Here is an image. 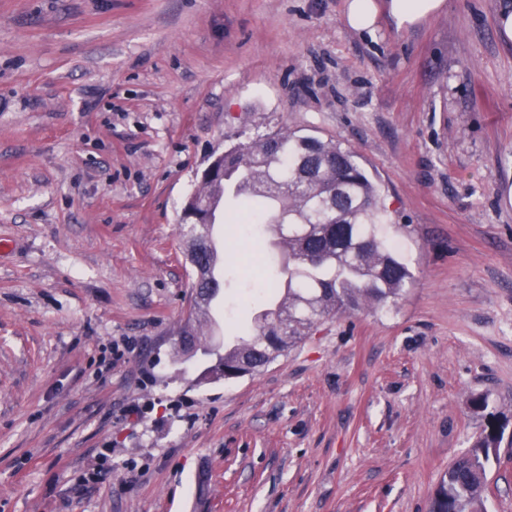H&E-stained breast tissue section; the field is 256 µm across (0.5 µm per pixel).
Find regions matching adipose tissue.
Returning <instances> with one entry per match:
<instances>
[{
	"mask_svg": "<svg viewBox=\"0 0 512 512\" xmlns=\"http://www.w3.org/2000/svg\"><path fill=\"white\" fill-rule=\"evenodd\" d=\"M446 0H346L345 18L358 33H374L380 16H388L397 29H407L443 11Z\"/></svg>",
	"mask_w": 512,
	"mask_h": 512,
	"instance_id": "adipose-tissue-1",
	"label": "adipose tissue"
}]
</instances>
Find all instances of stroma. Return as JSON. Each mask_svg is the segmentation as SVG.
Wrapping results in <instances>:
<instances>
[{
  "mask_svg": "<svg viewBox=\"0 0 512 512\" xmlns=\"http://www.w3.org/2000/svg\"><path fill=\"white\" fill-rule=\"evenodd\" d=\"M502 0L351 30L346 0H0V512H428L486 398L512 437V43ZM353 150L414 283L260 372L171 359L179 218L211 152ZM249 213L204 343L286 257ZM486 512H512V446Z\"/></svg>",
  "mask_w": 512,
  "mask_h": 512,
  "instance_id": "stroma-1",
  "label": "stroma"
}]
</instances>
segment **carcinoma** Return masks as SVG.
Returning a JSON list of instances; mask_svg holds the SVG:
<instances>
[{"mask_svg": "<svg viewBox=\"0 0 512 512\" xmlns=\"http://www.w3.org/2000/svg\"><path fill=\"white\" fill-rule=\"evenodd\" d=\"M224 161L186 199L181 237L192 272V308L180 326L175 355L200 336L204 303L214 295L206 239L214 210L223 204L222 223H237L235 203L254 199L251 214L273 226L276 245L288 256L278 308L261 314L248 334L229 327L234 350L224 351L199 380L251 374L288 351L321 320L364 307L383 310L413 282L400 242L391 232L381 191L340 143L312 134L274 131L223 152ZM487 420L466 464L454 462L443 475L430 512H482L486 464L499 455L503 439L497 414L484 398L471 400Z\"/></svg>", "mask_w": 512, "mask_h": 512, "instance_id": "carcinoma-1", "label": "carcinoma"}]
</instances>
